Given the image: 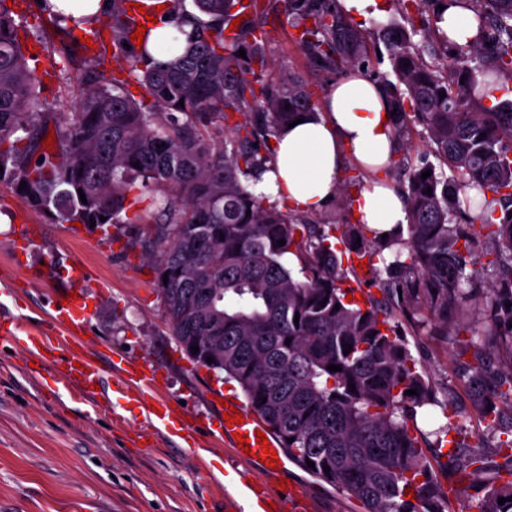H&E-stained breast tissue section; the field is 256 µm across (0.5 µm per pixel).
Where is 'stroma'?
I'll return each instance as SVG.
<instances>
[{
    "label": "stroma",
    "instance_id": "35a3bbf8",
    "mask_svg": "<svg viewBox=\"0 0 512 512\" xmlns=\"http://www.w3.org/2000/svg\"><path fill=\"white\" fill-rule=\"evenodd\" d=\"M18 21L29 32L50 76L41 96L50 114L72 111L83 72H60L57 63L83 51L69 29L43 17L38 0ZM377 13L355 22L366 40L368 70L393 80L379 61L375 25L395 13L392 0H378ZM264 50L279 68L303 76L315 99L335 83L334 73L312 67L293 40L291 20L270 18ZM143 227L121 224L101 233L58 224L33 212L9 186L0 184V280L12 289L0 316L16 314L24 325L49 335L50 286L74 280L92 304L84 346L103 369L101 394L77 399L60 374L73 349L63 345L48 362L34 364L27 348L0 344V512H224V470L236 460L217 424L222 399L243 400L240 386L223 373L194 366L181 352L164 320L153 262L143 256ZM418 369L452 407L460 438L473 439L478 421L469 393L456 378V342L434 340L424 330L409 339ZM136 358L158 371L157 397L184 403L205 428L199 449L151 427L136 403L119 400L117 360ZM285 479L297 484L314 512H362L361 503L337 488L289 466Z\"/></svg>",
    "mask_w": 512,
    "mask_h": 512
}]
</instances>
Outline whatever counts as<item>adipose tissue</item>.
I'll return each mask as SVG.
<instances>
[{"mask_svg":"<svg viewBox=\"0 0 512 512\" xmlns=\"http://www.w3.org/2000/svg\"><path fill=\"white\" fill-rule=\"evenodd\" d=\"M141 2L160 17L148 39L151 56L173 59L177 47L186 44L185 34L170 20L173 0ZM392 112L385 85L364 71H352L327 90L317 116L304 117L275 138L268 169L250 178L249 188L278 206L316 214L337 196L339 174L351 161L368 175L352 198L355 222L381 234L392 232L408 215L387 177L394 151Z\"/></svg>","mask_w":512,"mask_h":512,"instance_id":"ef3b65f1","label":"adipose tissue"}]
</instances>
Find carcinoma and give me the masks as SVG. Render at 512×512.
Here are the masks:
<instances>
[{"mask_svg": "<svg viewBox=\"0 0 512 512\" xmlns=\"http://www.w3.org/2000/svg\"><path fill=\"white\" fill-rule=\"evenodd\" d=\"M113 2L112 45L128 77L109 83L95 72L97 57L64 58L60 71L82 68L87 76L75 110L54 118L57 140L47 150L52 118L15 11L0 0V183L57 223L144 225L142 247L160 248L155 275L164 317L187 358L236 381L289 460L365 512H445L450 495L468 493L479 478L475 512H512V100L488 106L476 93L490 72L500 91L512 90V0H467L479 36L466 45H449L436 26L448 0H394L401 20L380 26L378 40L405 88L393 96L394 139L409 122L422 125L427 152L448 168L391 161L388 172L403 169L408 224L387 240L368 236L365 224H311L264 204L244 184L271 160L272 138L297 117L317 114L300 76L266 77L262 0L246 13L235 0H194L197 13L186 14L194 32L167 62L152 59L145 45L124 47L133 28L121 0ZM279 2L302 30L298 44L312 65L346 76L366 61L363 36L330 0ZM130 78L144 97L125 90ZM468 190L485 196L476 215L461 199ZM494 201L500 210L490 209ZM486 242L496 275L480 285L467 268ZM395 245L384 269L368 265L381 297L346 301L356 292L343 286L356 273L354 260ZM289 255L301 262L302 277L286 264ZM472 304L482 311V332L465 322ZM419 328L434 339L459 336V380L494 439L490 454L456 439L446 451L452 423H445L431 447L438 474L416 415L433 404L447 419L448 404L411 355L406 336ZM330 364L341 370L329 371ZM411 389L417 394H405Z\"/></svg>", "mask_w": 512, "mask_h": 512, "instance_id": "carcinoma-1", "label": "carcinoma"}]
</instances>
